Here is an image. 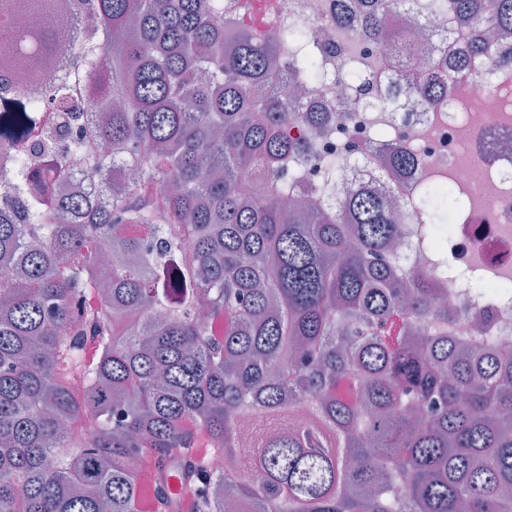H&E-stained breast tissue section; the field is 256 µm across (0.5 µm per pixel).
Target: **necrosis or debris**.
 Wrapping results in <instances>:
<instances>
[{
  "label": "necrosis or debris",
  "instance_id": "4bbe7bcc",
  "mask_svg": "<svg viewBox=\"0 0 512 512\" xmlns=\"http://www.w3.org/2000/svg\"><path fill=\"white\" fill-rule=\"evenodd\" d=\"M335 11V0H224V28L272 42L280 29L297 24L317 40ZM391 25L429 47L428 62H444L447 92L435 103L418 102L402 92L385 96L387 87L400 83L397 71L385 65V45L347 35L346 44L376 62L366 76L367 87L385 98L382 118L388 134L377 138L363 109L353 103L355 92L344 76L348 53L329 54L331 79L306 88L300 108L341 111L345 117L332 122L329 135L315 138L311 153L298 158L294 167L301 177L325 183L324 198L333 204L366 183L386 193L401 226L395 241L398 256L408 266L429 269L436 251L418 248L423 217L411 201L425 181L448 176L467 199L454 214L451 235L439 244L438 251L448 255L449 269L478 273L492 282L512 280V62L466 53L465 63H458L456 53L483 38L485 27L430 14L423 0H416L412 9L397 10ZM404 148L419 161L412 173L360 165L361 160L385 159ZM326 154L342 159L330 173L320 167Z\"/></svg>",
  "mask_w": 512,
  "mask_h": 512
}]
</instances>
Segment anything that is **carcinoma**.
Returning <instances> with one entry per match:
<instances>
[{
  "mask_svg": "<svg viewBox=\"0 0 512 512\" xmlns=\"http://www.w3.org/2000/svg\"><path fill=\"white\" fill-rule=\"evenodd\" d=\"M51 2L0 0V57L76 48L35 94L0 85V151L20 176L0 205V512H138L145 453L198 512H512V344L486 309L476 335H448L456 313L438 305L448 276L474 298L512 281L406 267L381 191L334 208L309 185L304 210L278 203L330 123L277 94L281 70L321 81L324 52L295 28L283 51L245 34L224 51V0H81L86 41L16 29ZM435 2L512 33V0ZM408 3L355 0L334 24L386 44L434 102L438 70L388 25ZM371 65L352 58L348 77ZM95 108L110 120L77 126ZM78 151L102 186L109 152L139 177L107 207L58 197ZM458 203L444 182L421 190L419 246L448 237Z\"/></svg>",
  "mask_w": 512,
  "mask_h": 512,
  "instance_id": "carcinoma-1",
  "label": "carcinoma"
}]
</instances>
